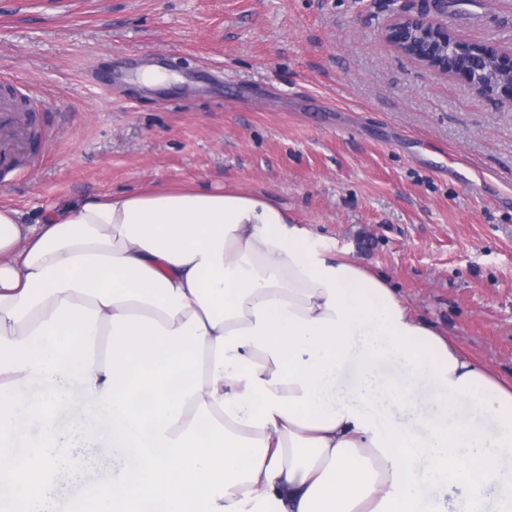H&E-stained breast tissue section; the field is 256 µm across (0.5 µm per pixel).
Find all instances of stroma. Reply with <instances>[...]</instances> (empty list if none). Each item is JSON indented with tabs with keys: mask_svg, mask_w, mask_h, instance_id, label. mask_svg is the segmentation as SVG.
<instances>
[{
	"mask_svg": "<svg viewBox=\"0 0 512 512\" xmlns=\"http://www.w3.org/2000/svg\"><path fill=\"white\" fill-rule=\"evenodd\" d=\"M400 0H0V80L38 143L0 204L56 207L195 183L287 206L384 274L412 314L512 375V104L402 56ZM512 50V0L442 18ZM164 67L170 81L141 87Z\"/></svg>",
	"mask_w": 512,
	"mask_h": 512,
	"instance_id": "1",
	"label": "stroma"
}]
</instances>
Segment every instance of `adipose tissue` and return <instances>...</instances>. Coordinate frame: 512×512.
Wrapping results in <instances>:
<instances>
[{"label":"adipose tissue","instance_id":"1","mask_svg":"<svg viewBox=\"0 0 512 512\" xmlns=\"http://www.w3.org/2000/svg\"><path fill=\"white\" fill-rule=\"evenodd\" d=\"M65 433L124 462L92 512H512V380L236 188L0 206V512Z\"/></svg>","mask_w":512,"mask_h":512}]
</instances>
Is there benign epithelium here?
<instances>
[{
  "label": "benign epithelium",
  "mask_w": 512,
  "mask_h": 512,
  "mask_svg": "<svg viewBox=\"0 0 512 512\" xmlns=\"http://www.w3.org/2000/svg\"><path fill=\"white\" fill-rule=\"evenodd\" d=\"M384 38L406 58L465 83L490 100L512 103V83L491 88L485 82L487 58L494 49L457 40L447 25L433 21L426 12L403 9L386 26Z\"/></svg>",
  "instance_id": "1"
}]
</instances>
